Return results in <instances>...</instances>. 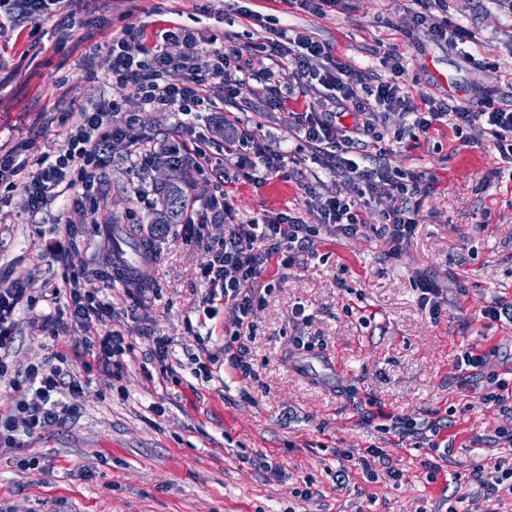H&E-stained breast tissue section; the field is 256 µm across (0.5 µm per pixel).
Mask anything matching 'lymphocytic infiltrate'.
Returning <instances> with one entry per match:
<instances>
[{"label":"lymphocytic infiltrate","mask_w":512,"mask_h":512,"mask_svg":"<svg viewBox=\"0 0 512 512\" xmlns=\"http://www.w3.org/2000/svg\"><path fill=\"white\" fill-rule=\"evenodd\" d=\"M413 27L432 42L454 47L474 38L475 33L445 18L447 0H412ZM161 43L141 44L132 54L126 39L113 40L109 78L114 88L131 90L138 102L132 111L83 110L71 113L65 133L66 147L60 151L30 153L28 146H0V181L24 174L29 179L30 213L65 199L74 188L83 198H91L110 166L111 145H122L129 169L138 172L152 163L154 154L147 142L135 136V127L145 125L149 112H175L190 116L214 108L217 101L237 103L242 86L252 80L270 82L269 103L284 108L287 98L274 79L287 71L288 79L299 90L318 91L324 106L289 112L287 129L298 150L308 151L313 160L349 187L348 195L311 193L308 208L317 223H309L297 213L268 211L242 220L226 195L215 194L208 213L186 207L184 226L190 243L202 246L210 255L201 276L206 288L202 295L205 310L214 302L230 305L234 318L224 328V355L207 353L193 360V374L212 378L213 368L225 363L230 369L250 377L248 341L253 330L251 314L266 293L260 278L266 264L279 259L288 266L306 251L320 226L332 225L346 238L363 233V198L386 200L379 224L372 230L400 246L415 227L418 197L427 184L423 174L391 166L387 157L392 143L404 135L427 133L448 120L455 131L480 128L502 161L512 166V104L497 103L483 91H475L471 105L448 106L425 98L416 106L398 77L403 68L397 51L385 52L383 65L388 76L348 69L338 64L329 44L314 40L304 31L288 34L276 31L267 42L243 49L237 37L225 34L224 46L212 50L210 64L198 62L200 41L194 32L180 26L165 28ZM179 44L182 55L168 54L166 44ZM403 113V130L389 132L385 115ZM231 135L224 143L221 161H214L204 141L179 142L173 157L206 171L213 163L250 182L269 181L286 167V155L274 150L237 113L224 115ZM223 219L222 242L211 243L204 235L208 217ZM65 294H44L35 298L25 277L19 276L0 289V382L8 385L15 398L0 409V446L16 448L20 439L62 423L74 412L75 400L83 387L71 376L68 356L58 353L55 361L13 369L8 355L16 341L14 314L23 307L35 308L46 301L52 310L46 316L53 331L69 324L88 328L111 322L122 305L113 294L87 293L77 277H66ZM490 447L502 455L493 471L472 466L468 480L478 487L477 495L458 496L449 501L448 512H512V430L498 429L489 437Z\"/></svg>","instance_id":"1"}]
</instances>
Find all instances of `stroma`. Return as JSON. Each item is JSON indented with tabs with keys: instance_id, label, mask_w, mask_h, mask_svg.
<instances>
[{
	"instance_id": "35a3bbf8",
	"label": "stroma",
	"mask_w": 512,
	"mask_h": 512,
	"mask_svg": "<svg viewBox=\"0 0 512 512\" xmlns=\"http://www.w3.org/2000/svg\"><path fill=\"white\" fill-rule=\"evenodd\" d=\"M447 2L451 17L477 35L460 50L415 40L411 0H344L323 16L288 9L283 0H241L240 10L229 12L224 0H81L72 28L55 16L31 20L6 0L0 5V144L33 136L38 150H57L67 112L114 101L137 108L130 92L106 78L112 40L124 37L134 46L138 33L155 39L172 21L207 37L230 31L253 45L269 37L265 22L273 19L329 43L336 61L350 69L380 68L393 47L405 58L400 83L415 98L465 105L477 87L507 92L512 17L493 0L478 8L469 0ZM468 53L480 67L465 62ZM243 98L266 143L288 149L287 114L267 108L265 84L250 82ZM177 120L171 112L147 117L156 159L144 172L130 173L122 147L112 149L99 210L57 203L33 216L25 178L0 191V287L19 273L35 288L59 287L68 267L87 291L111 287L112 238L102 216L124 220L137 212L140 221L128 230L147 237L167 183L180 185L199 211L224 188L243 217L305 211V185L315 173L320 193L348 191L306 152L260 185L226 184L218 172L166 163L172 141L164 133ZM227 134L223 113L211 111L190 118L181 132L216 154ZM388 159L430 179L413 235L396 250L375 233L347 239L325 225L291 266L270 261L261 277L269 292L252 316V377L245 381L232 372L208 382L187 369L167 379L147 374L148 335L171 338L184 362L197 353L200 334L209 335L211 352L223 353L224 325L233 318L220 301L214 318H205L198 273L207 254L186 243L181 225H165L145 275L152 296L117 319L131 345L120 382L70 358L73 374L86 380L77 410L62 424L22 437L20 448L0 451V503L15 512H445L446 481L426 479L424 463L433 455L428 436L384 431L365 411L374 399L385 412L421 426L444 415L440 436L452 460L493 469L496 455L486 440L495 429L511 430L512 416L487 404L484 381L461 386L455 362L466 345L499 347L487 370L512 386V326L479 316L495 299L512 301V179L502 176L503 162L485 136L470 129L458 136L443 123L404 139ZM63 219L80 235V250L65 267L55 258L64 243ZM428 277L444 299L436 320L418 302V285ZM16 319L10 360L19 369L63 348H82L88 335L103 332L98 325L76 328L58 341L43 319L24 310ZM155 404L164 415L152 412ZM374 446L403 470L400 485L366 482L356 466L349 467L350 485L334 490L328 472L348 467L343 452ZM25 453L41 456L45 470L18 469L16 459ZM260 453L272 469L252 464ZM307 476L318 496L294 500L293 488Z\"/></svg>"
}]
</instances>
